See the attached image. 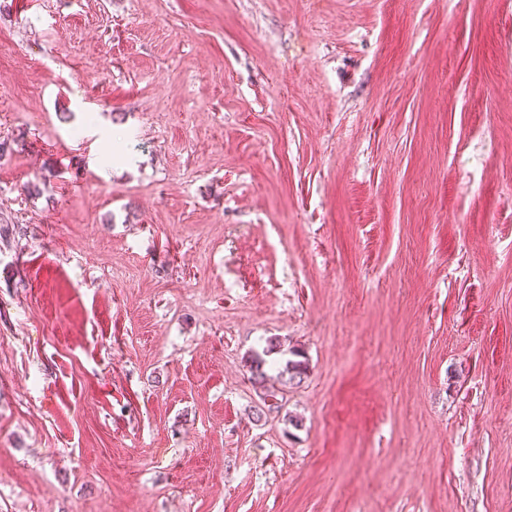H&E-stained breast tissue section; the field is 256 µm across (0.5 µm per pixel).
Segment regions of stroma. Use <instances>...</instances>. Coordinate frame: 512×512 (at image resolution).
Masks as SVG:
<instances>
[{
	"label": "stroma",
	"instance_id": "obj_1",
	"mask_svg": "<svg viewBox=\"0 0 512 512\" xmlns=\"http://www.w3.org/2000/svg\"><path fill=\"white\" fill-rule=\"evenodd\" d=\"M0 142V512H512V0H0ZM289 354L294 359H288L281 371L278 372L279 380L284 386L299 385L307 375L309 368L308 358L299 350H290ZM266 361L261 355L255 354L250 358V364L248 365L250 372V379L252 383L260 388H263L265 392H263V406L255 407L254 414L257 419H262L267 413L278 410L281 406L279 405L277 394L275 393L274 386L267 387L266 383L268 381V374L265 370ZM272 389V390H271Z\"/></svg>",
	"mask_w": 512,
	"mask_h": 512
}]
</instances>
